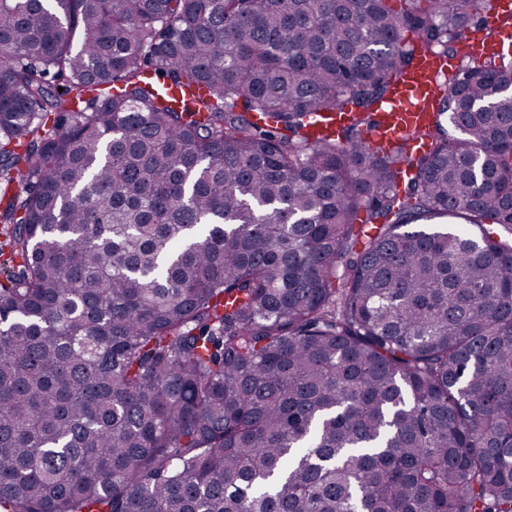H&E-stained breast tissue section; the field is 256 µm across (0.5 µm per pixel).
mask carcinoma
Segmentation results:
<instances>
[{"mask_svg":"<svg viewBox=\"0 0 512 512\" xmlns=\"http://www.w3.org/2000/svg\"><path fill=\"white\" fill-rule=\"evenodd\" d=\"M404 2L0 0V512H512V62L372 151Z\"/></svg>","mask_w":512,"mask_h":512,"instance_id":"carcinoma-1","label":"carcinoma"}]
</instances>
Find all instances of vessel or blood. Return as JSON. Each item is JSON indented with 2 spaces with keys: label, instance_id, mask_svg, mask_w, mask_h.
<instances>
[{
  "label": "vessel or blood",
  "instance_id": "vessel-or-blood-1",
  "mask_svg": "<svg viewBox=\"0 0 512 512\" xmlns=\"http://www.w3.org/2000/svg\"><path fill=\"white\" fill-rule=\"evenodd\" d=\"M454 66V60L442 56H419L385 99V120L368 133L369 147L386 151L405 139L422 146L441 92L440 80Z\"/></svg>",
  "mask_w": 512,
  "mask_h": 512
}]
</instances>
